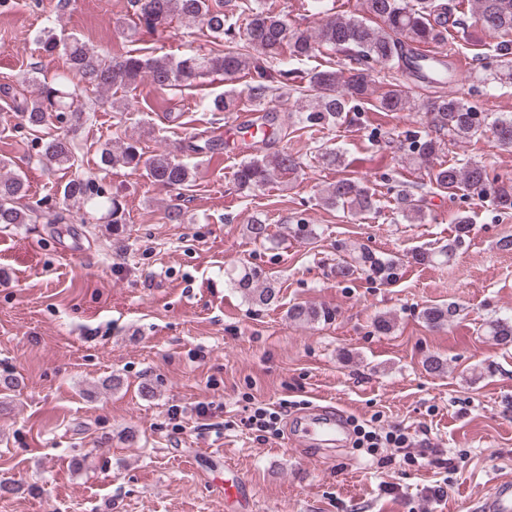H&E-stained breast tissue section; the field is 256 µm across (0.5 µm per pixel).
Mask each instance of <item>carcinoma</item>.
<instances>
[{
  "instance_id": "1",
  "label": "carcinoma",
  "mask_w": 512,
  "mask_h": 512,
  "mask_svg": "<svg viewBox=\"0 0 512 512\" xmlns=\"http://www.w3.org/2000/svg\"><path fill=\"white\" fill-rule=\"evenodd\" d=\"M134 18L123 33L133 36L138 30H165L175 21L201 25L219 42L209 54H185L175 58L169 54L144 56L128 51L120 56H104L80 39L57 33L54 27L41 30L42 49L65 57V68L52 77L33 68L23 77L31 88L30 96L13 101L25 126L37 132L50 118L60 124V132L41 140L38 161L49 171L69 170L77 165L73 137L88 120L90 105L112 104L106 93L132 90L147 79L159 89L189 88L210 75H222L231 83L245 76L246 99L233 88L215 96L207 105L210 112H241L243 101L257 110L284 95L296 96L298 105L294 124L309 131L333 129L347 120L349 114H360L369 105L374 112L411 110L410 83L420 82L434 89L427 106V129L407 135L403 140L408 164L423 168L430 184L448 195V199L477 196L490 197L494 208L512 213V179L490 177L487 167L472 159L464 163L434 160L444 153L450 141L466 140L491 127L500 145L512 148V116L489 119L476 104L465 101L442 87L446 85L448 64L443 73H431L419 54H407L413 46L441 48L448 40V26L464 24L457 16L454 0H362L364 17L345 15L328 6L325 0H311L310 9L322 16L314 28H291L277 11L275 0H131ZM472 10L481 26L498 34L496 56H512V0H473ZM328 47L347 58L348 76L340 80L341 71L332 67H314L298 75L295 64L309 61ZM388 74V89L372 97L373 67ZM271 132H252L242 127L241 134L271 145L276 140L275 117L265 122ZM142 155L134 143L118 147L108 141L99 148L100 169L117 167L136 169ZM0 159V225L60 224L94 216L105 224L126 223L125 210L102 180L76 175L56 186L59 205L42 208L41 204L24 205L27 184L19 173L7 170ZM297 163L286 151L276 150L244 158L234 172L239 189L262 190L282 183L294 173ZM148 179L171 190H184L194 182V169L178 156L163 151L146 163ZM396 213L408 223L422 222L425 211L421 200L408 190L396 193ZM328 207L340 209L354 218H363L377 208L375 193L360 181L345 175L328 183L322 196ZM468 217H457V238L432 249L418 250L413 260L419 264L449 263L456 246L470 231ZM384 284L398 279L399 262L364 246L348 250V256L336 263L334 274L340 282L358 273ZM254 271L233 279V285L244 290L257 305H267L277 297L276 289L258 285ZM449 310L433 306L422 311L428 326L441 328L448 322ZM288 318L303 324L326 322L330 311L311 305L297 304L288 309ZM486 335L495 342L512 344V320L497 318L486 323Z\"/></svg>"
}]
</instances>
